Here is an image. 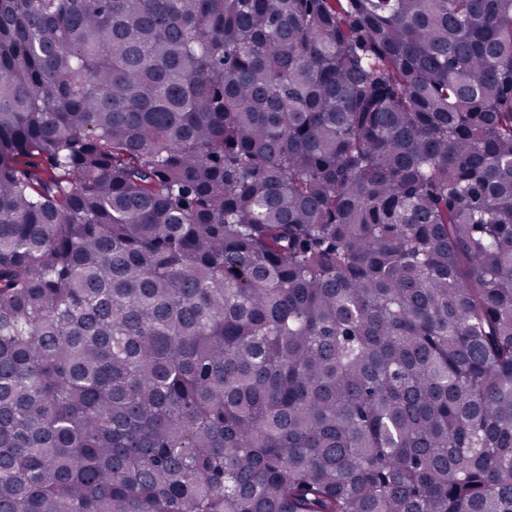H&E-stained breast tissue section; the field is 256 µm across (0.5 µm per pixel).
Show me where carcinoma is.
Listing matches in <instances>:
<instances>
[{
	"instance_id": "1",
	"label": "carcinoma",
	"mask_w": 512,
	"mask_h": 512,
	"mask_svg": "<svg viewBox=\"0 0 512 512\" xmlns=\"http://www.w3.org/2000/svg\"><path fill=\"white\" fill-rule=\"evenodd\" d=\"M0 512H512V0H0Z\"/></svg>"
}]
</instances>
